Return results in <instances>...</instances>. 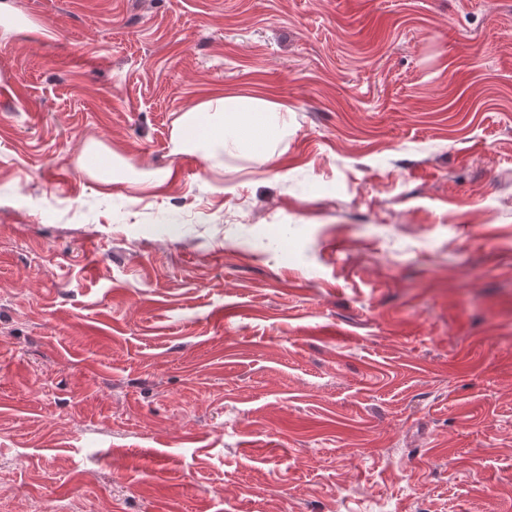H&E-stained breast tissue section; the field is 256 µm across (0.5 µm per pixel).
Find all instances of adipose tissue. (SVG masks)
<instances>
[{
    "label": "adipose tissue",
    "instance_id": "adipose-tissue-1",
    "mask_svg": "<svg viewBox=\"0 0 512 512\" xmlns=\"http://www.w3.org/2000/svg\"><path fill=\"white\" fill-rule=\"evenodd\" d=\"M287 104L259 92L214 93L175 121L174 153L201 152L217 161L253 152L269 157L288 125Z\"/></svg>",
    "mask_w": 512,
    "mask_h": 512
}]
</instances>
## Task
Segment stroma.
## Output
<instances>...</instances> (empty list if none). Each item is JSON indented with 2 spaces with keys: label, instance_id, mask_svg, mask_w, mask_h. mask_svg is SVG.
<instances>
[{
  "label": "stroma",
  "instance_id": "obj_1",
  "mask_svg": "<svg viewBox=\"0 0 512 512\" xmlns=\"http://www.w3.org/2000/svg\"><path fill=\"white\" fill-rule=\"evenodd\" d=\"M11 3L0 512H512V0ZM285 103L260 92L214 93L186 109L174 123L173 153L202 152L218 161L224 154L253 152L267 159L288 125ZM202 128L201 133H195Z\"/></svg>",
  "mask_w": 512,
  "mask_h": 512
}]
</instances>
